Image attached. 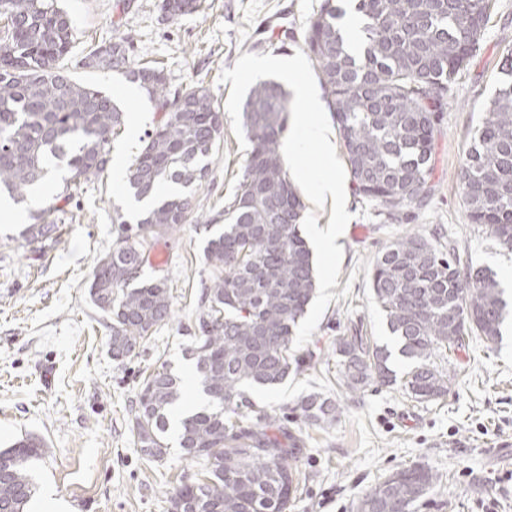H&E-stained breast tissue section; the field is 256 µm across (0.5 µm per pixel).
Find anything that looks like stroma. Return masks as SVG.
Returning a JSON list of instances; mask_svg holds the SVG:
<instances>
[{"instance_id": "obj_1", "label": "stroma", "mask_w": 512, "mask_h": 512, "mask_svg": "<svg viewBox=\"0 0 512 512\" xmlns=\"http://www.w3.org/2000/svg\"><path fill=\"white\" fill-rule=\"evenodd\" d=\"M321 2L201 0L198 11L173 21L162 0H61L75 30L67 59L72 75L110 95L126 116L142 117L112 138V161L129 165L163 115L121 76L82 68L87 42L130 38L135 62L163 68L169 90L199 82L222 106L231 86L221 82V73L246 53L285 58L304 50L308 20ZM511 52L512 0H493L480 47L457 74L435 124L430 191L422 202L392 221L354 188L346 190L351 218L339 241L344 254L331 289L335 299L305 345L317 365L250 393L265 409L293 407L314 391L340 405L332 425L303 426L297 462L303 478L291 512H356L372 485L413 465L441 476L414 512H512V319L497 344L476 338L452 356L446 394L428 403L411 401L396 386L344 392L336 383L335 353L338 339L356 326L395 348L370 278L378 254L399 237L454 244L465 269L488 268L501 277L512 268V251L470 223L457 181ZM246 158L232 127H225L208 180L193 189L200 223L223 212ZM61 187L56 176L41 191L43 202L63 211L51 238H28L19 208L0 213V448L29 435L47 444L33 465L30 512L49 490L65 512H169L166 489L193 480L197 469L175 446L160 462L142 454L130 435L132 402L143 377L161 362L182 377L193 370L185 328L210 279L206 235L187 224L146 246L144 274L166 279L173 317L138 357L119 363L109 348L110 321L92 304L88 288L116 240L113 217L136 220L131 199L111 169L72 198H60Z\"/></svg>"}]
</instances>
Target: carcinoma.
Instances as JSON below:
<instances>
[{
	"mask_svg": "<svg viewBox=\"0 0 512 512\" xmlns=\"http://www.w3.org/2000/svg\"><path fill=\"white\" fill-rule=\"evenodd\" d=\"M349 0H323L309 22L306 53L328 92L355 191L392 217L424 198L433 166L432 134L456 75L486 28L491 0H354L360 18L355 52L344 48L340 22ZM199 0H173L168 17L198 10ZM0 37V194L18 204L62 169L58 197L100 177L124 112L97 87L64 67L73 28L58 0H8ZM132 41L90 46L81 60L139 84L164 112L146 133L127 168V192L148 201L136 225L121 215L115 243L93 270L88 293L112 320V359L139 354L171 316L164 279L143 278L142 243L193 221L191 188L209 174L208 158L224 136L220 107L192 82L171 94L160 70L132 59ZM291 102L277 81L254 85L242 106L251 142L236 194L224 204V223L205 224L204 255L212 268L199 298L188 353L208 404L178 420L184 459L201 477L168 491L170 512H290L300 480L298 422L331 424L340 407L313 392L290 411L260 409L249 390L273 388L293 370L315 367L313 353H293L299 320L315 293L311 253L301 236L304 204L282 152ZM459 183L469 220L499 245L512 243V60L461 164ZM55 205L30 214L31 234L56 230ZM371 290L386 313L398 355L410 363L402 377L391 352L355 333L336 345V378L348 393L400 384L418 403L443 396L448 354L470 339L501 337L509 303L496 275L480 268L461 275L455 249L421 236L393 241L376 258ZM183 398L181 378L162 362L144 377L134 398L131 433L148 459L168 454L170 417ZM45 452L37 438L0 449L13 459L0 480V512H27L35 495L30 464ZM439 475L424 466L397 470L371 487L357 512H413Z\"/></svg>",
	"mask_w": 512,
	"mask_h": 512,
	"instance_id": "1",
	"label": "carcinoma"
}]
</instances>
